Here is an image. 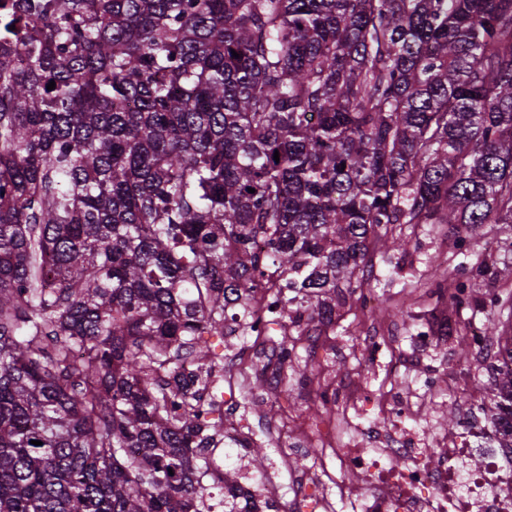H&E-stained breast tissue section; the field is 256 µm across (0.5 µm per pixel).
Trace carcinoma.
Returning <instances> with one entry per match:
<instances>
[{
  "instance_id": "obj_1",
  "label": "carcinoma",
  "mask_w": 512,
  "mask_h": 512,
  "mask_svg": "<svg viewBox=\"0 0 512 512\" xmlns=\"http://www.w3.org/2000/svg\"><path fill=\"white\" fill-rule=\"evenodd\" d=\"M401 224H512V0H0V512H213L210 338L336 328Z\"/></svg>"
}]
</instances>
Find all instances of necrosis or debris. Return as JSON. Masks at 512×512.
<instances>
[{"instance_id":"obj_1","label":"necrosis or debris","mask_w":512,"mask_h":512,"mask_svg":"<svg viewBox=\"0 0 512 512\" xmlns=\"http://www.w3.org/2000/svg\"><path fill=\"white\" fill-rule=\"evenodd\" d=\"M361 401L397 430L386 432L381 447L345 448L332 423L315 427L320 458L293 495L295 512H334L325 493L331 484L361 512H512V448L497 447L494 420L471 419L455 441L428 438L405 429L416 411L400 396L369 391ZM361 481L370 494L358 490Z\"/></svg>"}]
</instances>
